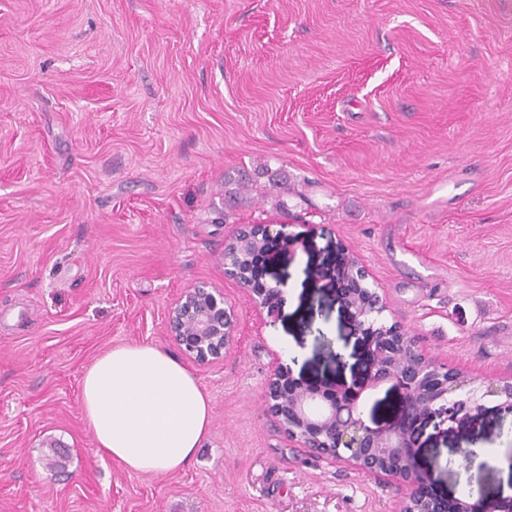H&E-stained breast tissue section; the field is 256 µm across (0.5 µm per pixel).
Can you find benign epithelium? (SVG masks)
Instances as JSON below:
<instances>
[{"label":"benign epithelium","mask_w":512,"mask_h":512,"mask_svg":"<svg viewBox=\"0 0 512 512\" xmlns=\"http://www.w3.org/2000/svg\"><path fill=\"white\" fill-rule=\"evenodd\" d=\"M287 225L248 224L226 241L227 276L251 288L255 306L277 312L283 305L285 282L254 287L252 271L240 266L275 242L285 255L293 254L296 236ZM369 274L353 257H346L336 273V302L347 314L363 347L362 375L333 382H309L294 377L291 367L279 362L264 394L267 414L277 423L288 443L311 453L349 462L374 478H391L406 488L401 512H489L490 500L481 478H476L462 498L443 501L430 490L431 477L417 458V427L447 421L474 424L488 410V398L501 400L512 411V382L487 379L479 388L459 371L429 359L418 340L394 322L377 323L382 297L367 286ZM168 335L188 358L209 364L224 357L235 330V313L224 293L199 285L187 291L167 318ZM389 384L400 391L396 415L370 426L360 413L365 392Z\"/></svg>","instance_id":"1"}]
</instances>
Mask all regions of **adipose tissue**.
Returning a JSON list of instances; mask_svg holds the SVG:
<instances>
[{
    "label": "adipose tissue",
    "mask_w": 512,
    "mask_h": 512,
    "mask_svg": "<svg viewBox=\"0 0 512 512\" xmlns=\"http://www.w3.org/2000/svg\"><path fill=\"white\" fill-rule=\"evenodd\" d=\"M82 410L97 450L136 473L186 465L209 430L212 406L195 376L151 344L98 357L82 379Z\"/></svg>",
    "instance_id": "adipose-tissue-1"
}]
</instances>
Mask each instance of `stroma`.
<instances>
[{
    "label": "stroma",
    "mask_w": 512,
    "mask_h": 512,
    "mask_svg": "<svg viewBox=\"0 0 512 512\" xmlns=\"http://www.w3.org/2000/svg\"><path fill=\"white\" fill-rule=\"evenodd\" d=\"M245 224L299 237L266 270L286 281L274 317L224 273ZM346 252L382 323L512 377V0H0V512H399L402 487L290 447L264 413L274 359L361 373ZM201 284L237 319L223 359L185 362L207 437L173 472L127 471L95 450L83 376L119 345L179 355L168 312ZM417 444L440 497L473 474L467 448L498 449L482 483L512 492V413Z\"/></svg>",
    "instance_id": "1"
}]
</instances>
